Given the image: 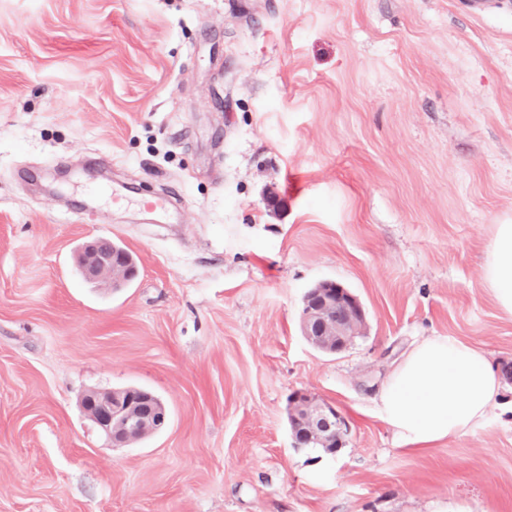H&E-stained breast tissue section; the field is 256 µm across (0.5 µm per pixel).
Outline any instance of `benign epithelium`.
I'll return each instance as SVG.
<instances>
[{
  "instance_id": "obj_1",
  "label": "benign epithelium",
  "mask_w": 512,
  "mask_h": 512,
  "mask_svg": "<svg viewBox=\"0 0 512 512\" xmlns=\"http://www.w3.org/2000/svg\"><path fill=\"white\" fill-rule=\"evenodd\" d=\"M81 270L89 281L125 278L122 262L112 256V244L106 240L88 241L79 251ZM365 310L359 299L343 285L324 281L305 299L301 312L303 336L316 349L339 352L365 324ZM150 395L137 389L91 391L81 401L87 416L112 441L127 444L139 436L164 428L167 414L163 407H148ZM289 411L303 429L301 436L316 448L337 451L348 432L347 423L333 406L317 402L305 392L291 396Z\"/></svg>"
}]
</instances>
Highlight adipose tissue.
Segmentation results:
<instances>
[{
	"label": "adipose tissue",
	"instance_id": "obj_1",
	"mask_svg": "<svg viewBox=\"0 0 512 512\" xmlns=\"http://www.w3.org/2000/svg\"><path fill=\"white\" fill-rule=\"evenodd\" d=\"M481 280L499 310L512 318V224L495 226ZM500 398L499 376L485 352L445 336L416 341L377 394L384 421L411 448L471 432Z\"/></svg>",
	"mask_w": 512,
	"mask_h": 512
}]
</instances>
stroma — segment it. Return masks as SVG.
I'll return each instance as SVG.
<instances>
[{
	"instance_id": "35a3bbf8",
	"label": "stroma",
	"mask_w": 512,
	"mask_h": 512,
	"mask_svg": "<svg viewBox=\"0 0 512 512\" xmlns=\"http://www.w3.org/2000/svg\"><path fill=\"white\" fill-rule=\"evenodd\" d=\"M497 224L512 0H0V512H512V378L432 448L376 403L427 336L512 367ZM89 238L135 279L85 280ZM323 280L366 312L334 354L300 330ZM127 387L168 425L116 448L80 400ZM298 391L337 453L295 447ZM494 226L481 280L499 310L512 318V224ZM289 411L295 422L303 429L301 436L314 448L335 453L341 448L348 427L344 417L333 406L318 403L305 392H295L290 399Z\"/></svg>"
}]
</instances>
